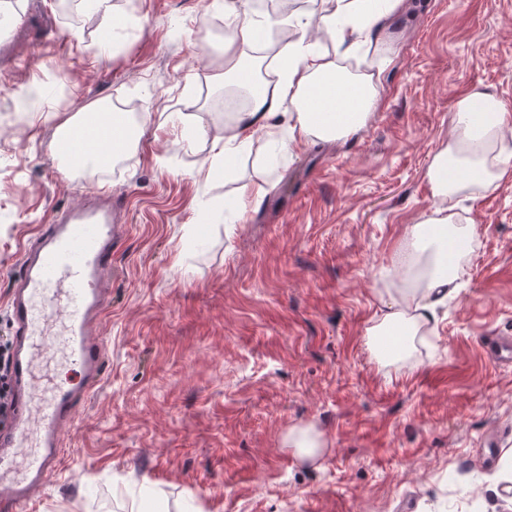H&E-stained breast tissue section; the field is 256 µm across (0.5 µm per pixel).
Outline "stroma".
<instances>
[{
    "mask_svg": "<svg viewBox=\"0 0 512 512\" xmlns=\"http://www.w3.org/2000/svg\"><path fill=\"white\" fill-rule=\"evenodd\" d=\"M226 0H15L0 27V336L21 251L95 189L125 205L99 333L106 370L63 433V457L26 512H505L512 499V365L483 349L512 336V181L467 202L476 243L460 295L418 364L383 373L364 344L375 288L408 225L433 205L426 170L453 106L493 90L512 116V0H410L369 58L365 125L297 143L277 165L256 138L200 184L190 172L242 93L215 52ZM208 24H200L201 15ZM134 106L136 150L59 174L55 113ZM207 137L176 145L175 116ZM252 183L260 203L224 204ZM314 424L319 465L283 437Z\"/></svg>",
    "mask_w": 512,
    "mask_h": 512,
    "instance_id": "stroma-1",
    "label": "stroma"
}]
</instances>
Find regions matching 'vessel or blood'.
<instances>
[{
    "label": "vessel or blood",
    "mask_w": 512,
    "mask_h": 512,
    "mask_svg": "<svg viewBox=\"0 0 512 512\" xmlns=\"http://www.w3.org/2000/svg\"><path fill=\"white\" fill-rule=\"evenodd\" d=\"M117 235L111 196L94 193L87 203L53 217L23 252L10 298L16 336L10 356L13 424L0 430V506L10 512H22L45 489L62 459L64 429L104 374L96 325L108 303L105 284L112 277ZM58 342L81 379L53 386L31 405L34 363Z\"/></svg>",
    "instance_id": "vessel-or-blood-1"
}]
</instances>
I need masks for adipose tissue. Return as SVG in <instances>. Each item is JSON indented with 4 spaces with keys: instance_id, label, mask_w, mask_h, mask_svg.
I'll return each mask as SVG.
<instances>
[{
    "instance_id": "ef3b65f1",
    "label": "adipose tissue",
    "mask_w": 512,
    "mask_h": 512,
    "mask_svg": "<svg viewBox=\"0 0 512 512\" xmlns=\"http://www.w3.org/2000/svg\"><path fill=\"white\" fill-rule=\"evenodd\" d=\"M325 2L322 15L296 16L294 26L302 35L280 46L282 65L273 80L257 78L254 70L264 59L245 53L257 43L255 20L247 9L231 12L230 43L237 51L225 56L216 79L241 88L249 108L235 113L223 135L212 138L208 157L196 169L198 178H209L230 158L249 151L259 134L269 144L272 164L298 141L339 139L366 123L378 101L379 79L353 76L345 63L377 43V30L403 11L405 0ZM427 176L434 208L398 242L375 290L380 310L365 330V344L383 368L414 363L416 339L435 334L439 307L458 293V271L475 236L458 200H475L512 180V124L496 93L474 88L456 100L451 133ZM385 336L397 337V344L382 348Z\"/></svg>"
}]
</instances>
